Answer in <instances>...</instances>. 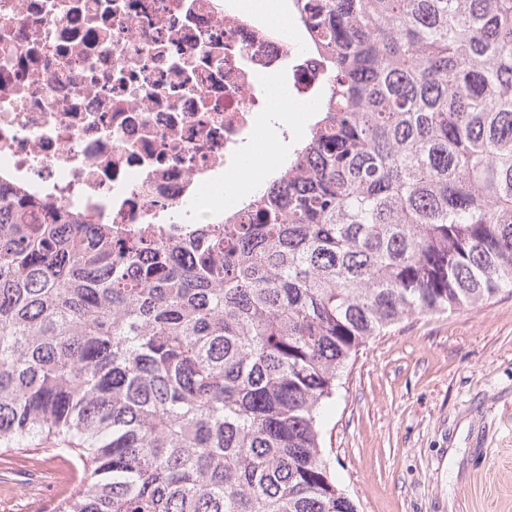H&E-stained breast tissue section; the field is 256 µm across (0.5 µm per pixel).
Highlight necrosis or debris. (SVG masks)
Segmentation results:
<instances>
[{
  "mask_svg": "<svg viewBox=\"0 0 512 512\" xmlns=\"http://www.w3.org/2000/svg\"><path fill=\"white\" fill-rule=\"evenodd\" d=\"M249 0H0V186L128 229L218 224L281 79L306 129L321 61Z\"/></svg>",
  "mask_w": 512,
  "mask_h": 512,
  "instance_id": "1",
  "label": "necrosis or debris"
}]
</instances>
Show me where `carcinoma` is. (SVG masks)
Here are the masks:
<instances>
[{
    "mask_svg": "<svg viewBox=\"0 0 512 512\" xmlns=\"http://www.w3.org/2000/svg\"><path fill=\"white\" fill-rule=\"evenodd\" d=\"M313 123L177 238L0 190V448L78 465L55 512H357L336 383L405 318L512 291V0H292Z\"/></svg>",
    "mask_w": 512,
    "mask_h": 512,
    "instance_id": "1",
    "label": "carcinoma"
}]
</instances>
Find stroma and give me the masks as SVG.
Here are the masks:
<instances>
[{
  "label": "stroma",
  "instance_id": "35a3bbf8",
  "mask_svg": "<svg viewBox=\"0 0 512 512\" xmlns=\"http://www.w3.org/2000/svg\"><path fill=\"white\" fill-rule=\"evenodd\" d=\"M323 446L358 512H512V291L371 338ZM0 478L51 507L73 487L67 456L33 446L0 451Z\"/></svg>",
  "mask_w": 512,
  "mask_h": 512
}]
</instances>
